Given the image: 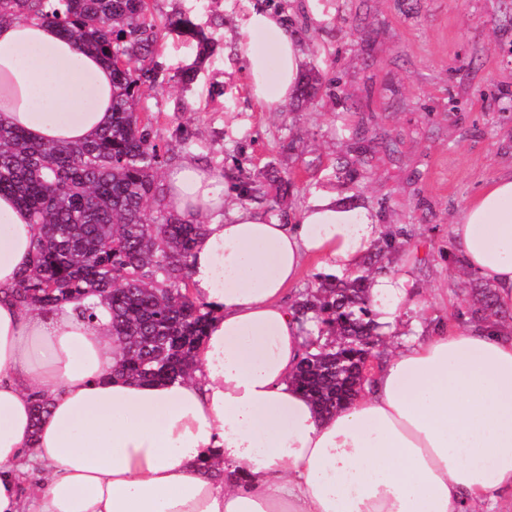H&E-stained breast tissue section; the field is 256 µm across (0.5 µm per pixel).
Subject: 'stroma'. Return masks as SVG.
Listing matches in <instances>:
<instances>
[{
	"instance_id": "35a3bbf8",
	"label": "stroma",
	"mask_w": 512,
	"mask_h": 512,
	"mask_svg": "<svg viewBox=\"0 0 512 512\" xmlns=\"http://www.w3.org/2000/svg\"><path fill=\"white\" fill-rule=\"evenodd\" d=\"M209 33L213 51L190 86L145 93L161 138L187 130L173 163L222 167L232 201L259 185L252 209L292 224L319 192L366 210L405 246L403 266L428 306L409 313L419 335L472 326L478 277L449 257L455 216L493 178L512 172V0H151ZM284 16L324 81L322 97L265 111L251 94L243 32L253 12ZM360 158L347 180L339 163ZM288 173L281 193L274 177Z\"/></svg>"
}]
</instances>
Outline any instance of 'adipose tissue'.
Wrapping results in <instances>:
<instances>
[{
    "label": "adipose tissue",
    "instance_id": "obj_1",
    "mask_svg": "<svg viewBox=\"0 0 512 512\" xmlns=\"http://www.w3.org/2000/svg\"><path fill=\"white\" fill-rule=\"evenodd\" d=\"M248 32L277 36L278 74L244 55L269 112L293 96L305 55L278 14ZM112 69L55 25L0 24V123L30 139L78 143L112 117ZM168 207L210 217L191 257V291L212 320L193 378L117 374L110 317L73 304L21 309L12 291L36 230L0 194V512H470L512 491V328L499 321L408 334L345 408L321 413L291 381L306 326L282 301L305 261L327 275L361 268L380 238L367 211L324 194L296 223L225 214L223 169L165 174ZM461 265L512 309V173L492 179L450 226ZM381 332L422 302L410 276L374 275ZM49 413L33 424L36 400Z\"/></svg>",
    "mask_w": 512,
    "mask_h": 512
}]
</instances>
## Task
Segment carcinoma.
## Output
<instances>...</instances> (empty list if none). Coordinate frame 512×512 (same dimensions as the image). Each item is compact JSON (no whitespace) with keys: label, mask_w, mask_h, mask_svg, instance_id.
I'll return each mask as SVG.
<instances>
[{"label":"carcinoma","mask_w":512,"mask_h":512,"mask_svg":"<svg viewBox=\"0 0 512 512\" xmlns=\"http://www.w3.org/2000/svg\"><path fill=\"white\" fill-rule=\"evenodd\" d=\"M49 22L82 49L112 67V121L80 143L35 142L21 129L0 124V193L28 211L37 236L29 267L14 298L24 309H50L76 301V311L97 318L111 314L110 335L124 350L119 373L131 380L173 381L195 370L211 311L190 291V257L205 225L185 219L166 204L159 172L189 136L161 139L139 111L143 88L162 85L158 61L169 36L197 43L196 62L169 80L189 85L207 58L211 38L183 13L155 15L149 0H0V23ZM327 91L319 72L303 74L297 100ZM405 243L387 235L366 266L320 280L302 293L294 314L317 323L313 341L294 382L322 409L357 394L369 349L379 336L367 304L373 268ZM471 315H499L495 293L478 286Z\"/></svg>","instance_id":"obj_1"}]
</instances>
